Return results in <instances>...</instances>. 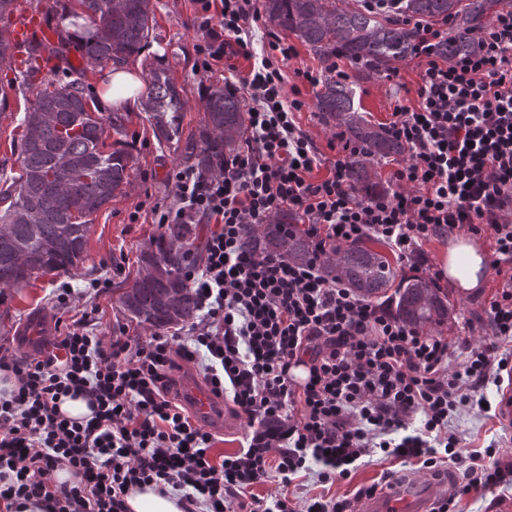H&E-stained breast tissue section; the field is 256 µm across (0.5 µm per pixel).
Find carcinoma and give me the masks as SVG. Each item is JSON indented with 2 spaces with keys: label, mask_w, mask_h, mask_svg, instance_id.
Listing matches in <instances>:
<instances>
[{
  "label": "carcinoma",
  "mask_w": 512,
  "mask_h": 512,
  "mask_svg": "<svg viewBox=\"0 0 512 512\" xmlns=\"http://www.w3.org/2000/svg\"><path fill=\"white\" fill-rule=\"evenodd\" d=\"M80 17L93 20L82 52L87 64L104 68L138 55L155 30L152 0H77ZM407 0L406 10L423 19L448 18L458 25L444 46L450 58L474 48L472 23L488 9L487 0ZM266 21L294 35L322 59L342 56L359 65L362 76L381 74L409 55L412 31L384 24L376 14L336 7V0H262ZM144 103L157 137L171 141L177 134L180 91L163 69L149 70ZM324 120L341 130L352 144L348 177L364 196L385 192L373 170L374 161L405 153V144L384 127L365 118L356 102L355 84L325 77L316 94ZM206 122L199 142H187L197 166L209 168L238 150L244 128L243 105L224 88L210 89L204 100ZM19 143V175L4 180L0 201V285L18 287L50 272L78 268L86 259L92 216L109 204L128 183L130 155L112 142L107 130L122 134L125 118L106 117L88 108L84 84L52 82L36 87L23 118ZM190 224H171L141 249L139 270L120 296L130 318L164 330L198 318V304L186 281L190 262L185 241ZM246 252L281 255L297 264L315 259L308 238L284 211L241 238ZM323 270L342 279L362 298L387 297L395 288V315L408 325L440 330L454 314L448 294L421 276L403 277L382 253L364 241L331 248Z\"/></svg>",
  "instance_id": "obj_1"
}]
</instances>
